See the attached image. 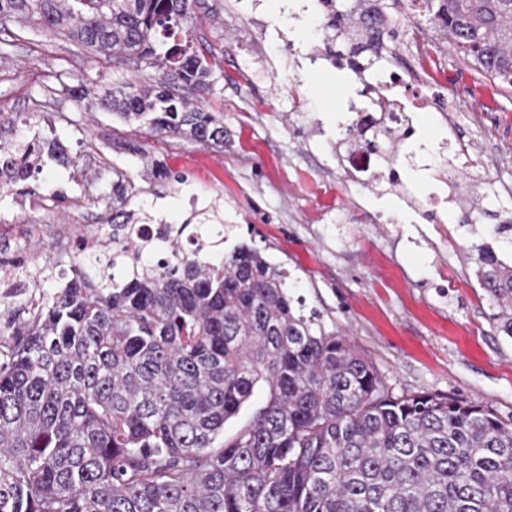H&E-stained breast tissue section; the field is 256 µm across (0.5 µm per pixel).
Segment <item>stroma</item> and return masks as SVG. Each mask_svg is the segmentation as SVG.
<instances>
[{
  "instance_id": "stroma-1",
  "label": "stroma",
  "mask_w": 512,
  "mask_h": 512,
  "mask_svg": "<svg viewBox=\"0 0 512 512\" xmlns=\"http://www.w3.org/2000/svg\"><path fill=\"white\" fill-rule=\"evenodd\" d=\"M204 0L194 41L212 55L206 103L224 119V143L145 139L171 181L144 180V161L128 151L136 124L88 110L72 89L94 92L125 80L110 62L12 23L0 33V145L34 134L59 140L72 163L45 162L0 198V266L52 262L69 270L66 250L80 224L109 228L111 196L103 186L134 179L133 205L170 224H199L216 209L235 225L233 243L261 248L285 268L307 307L347 336L377 367L394 394L428 391L475 400L512 418V339L494 330L493 306L479 288L471 244L498 245L495 217L466 216L484 179L512 191V88L478 74L462 54L429 41L419 64L429 81L447 80L459 111L420 113L416 128L474 142L445 207L423 206L406 221L400 195L361 187L346 149L336 143L335 107L347 85L330 64L310 65L322 51L324 25L295 22L275 0Z\"/></svg>"
}]
</instances>
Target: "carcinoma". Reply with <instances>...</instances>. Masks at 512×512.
<instances>
[{"mask_svg": "<svg viewBox=\"0 0 512 512\" xmlns=\"http://www.w3.org/2000/svg\"><path fill=\"white\" fill-rule=\"evenodd\" d=\"M425 21L512 87V0H424ZM200 0H0L153 83L99 89L91 105L150 136L224 143L201 99L212 67L191 39ZM327 27L367 37L363 14ZM17 185L58 140L6 150ZM112 183V258L80 252L28 321L0 328V512H512V419L426 391L395 395L288 272L208 224L172 227L157 266L135 264L140 220ZM206 242L202 254L178 246ZM474 276L512 339V263L475 244ZM11 337L5 341L4 337ZM265 404L231 436L256 388Z\"/></svg>", "mask_w": 512, "mask_h": 512, "instance_id": "obj_1", "label": "carcinoma"}]
</instances>
